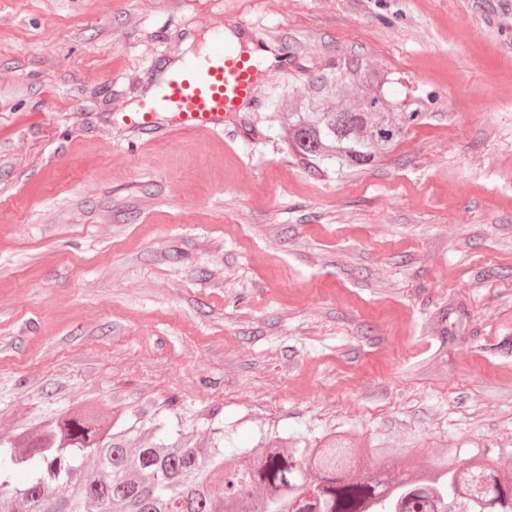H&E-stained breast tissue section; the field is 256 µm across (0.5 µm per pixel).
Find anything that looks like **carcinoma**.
<instances>
[{"mask_svg":"<svg viewBox=\"0 0 512 512\" xmlns=\"http://www.w3.org/2000/svg\"><path fill=\"white\" fill-rule=\"evenodd\" d=\"M418 117L395 111L371 73L334 105L304 101L287 145L309 162L363 168ZM123 421L85 402L0 436V512H512V471L480 451L463 464L407 456L395 470L387 449L346 431L303 448L267 431L228 461L222 432L139 440Z\"/></svg>","mask_w":512,"mask_h":512,"instance_id":"cac0c4a2","label":"carcinoma"}]
</instances>
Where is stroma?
Here are the masks:
<instances>
[{
    "label": "stroma",
    "instance_id": "obj_1",
    "mask_svg": "<svg viewBox=\"0 0 512 512\" xmlns=\"http://www.w3.org/2000/svg\"><path fill=\"white\" fill-rule=\"evenodd\" d=\"M236 22L278 74L133 146L160 66ZM373 71L418 120L306 168L289 112ZM85 400L512 469V0H0V433Z\"/></svg>",
    "mask_w": 512,
    "mask_h": 512
}]
</instances>
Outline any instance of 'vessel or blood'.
<instances>
[{"label": "vessel or blood", "instance_id": "vessel-or-blood-1", "mask_svg": "<svg viewBox=\"0 0 512 512\" xmlns=\"http://www.w3.org/2000/svg\"><path fill=\"white\" fill-rule=\"evenodd\" d=\"M258 79L259 70L250 57L234 43L216 38L208 53L171 72L158 96L128 113V124L150 139L170 128L223 132L251 98Z\"/></svg>", "mask_w": 512, "mask_h": 512}]
</instances>
